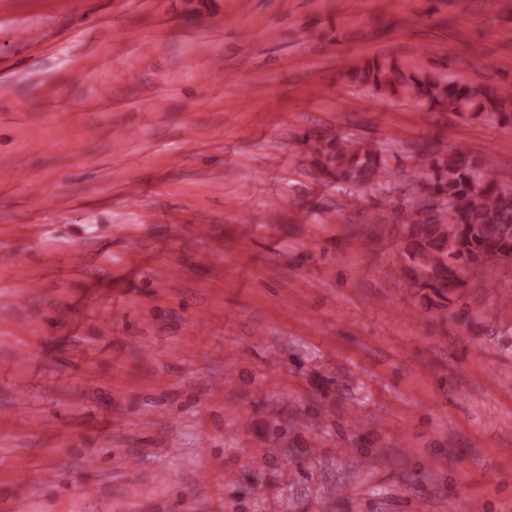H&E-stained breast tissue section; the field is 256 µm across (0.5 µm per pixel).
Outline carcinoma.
<instances>
[{"label": "carcinoma", "instance_id": "obj_1", "mask_svg": "<svg viewBox=\"0 0 512 512\" xmlns=\"http://www.w3.org/2000/svg\"><path fill=\"white\" fill-rule=\"evenodd\" d=\"M363 85L382 95L427 99L450 112H469L489 121H512V88L488 87L403 72L394 64L369 62L353 70ZM325 173L341 183L382 185L402 169L373 141L338 138L311 150ZM422 189L444 197L429 215L418 209L403 216L411 240L407 257L435 298L449 301L461 285L458 272L478 262L512 258V179H499L464 147L425 152Z\"/></svg>", "mask_w": 512, "mask_h": 512}]
</instances>
